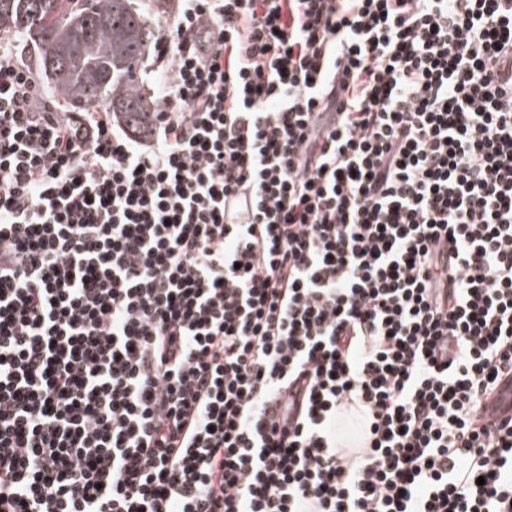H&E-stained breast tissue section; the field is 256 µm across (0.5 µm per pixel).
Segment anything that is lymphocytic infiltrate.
<instances>
[{"instance_id":"lymphocytic-infiltrate-1","label":"lymphocytic infiltrate","mask_w":512,"mask_h":512,"mask_svg":"<svg viewBox=\"0 0 512 512\" xmlns=\"http://www.w3.org/2000/svg\"><path fill=\"white\" fill-rule=\"evenodd\" d=\"M153 59L134 130L0 38V512H512V0H172ZM228 222L244 224L251 220V200L248 196L239 195L228 199L226 204ZM481 424L498 426L512 417V376L502 377L494 391L484 400L480 411Z\"/></svg>"}]
</instances>
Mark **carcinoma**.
I'll return each mask as SVG.
<instances>
[{
  "instance_id": "cac0c4a2",
  "label": "carcinoma",
  "mask_w": 512,
  "mask_h": 512,
  "mask_svg": "<svg viewBox=\"0 0 512 512\" xmlns=\"http://www.w3.org/2000/svg\"><path fill=\"white\" fill-rule=\"evenodd\" d=\"M134 0H0V31H21L41 49L39 68L75 112L105 108L138 128L156 102L140 68L160 36Z\"/></svg>"
}]
</instances>
